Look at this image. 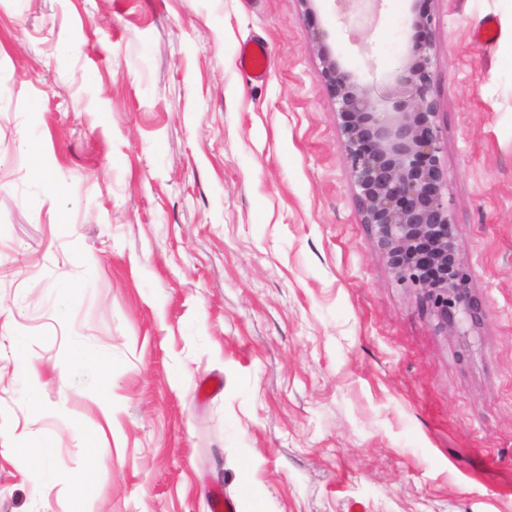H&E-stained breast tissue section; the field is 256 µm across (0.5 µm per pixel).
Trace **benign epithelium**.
<instances>
[{"instance_id": "7a95c632", "label": "benign epithelium", "mask_w": 512, "mask_h": 512, "mask_svg": "<svg viewBox=\"0 0 512 512\" xmlns=\"http://www.w3.org/2000/svg\"><path fill=\"white\" fill-rule=\"evenodd\" d=\"M334 0L344 19L361 20L370 2ZM433 17L410 20L407 53L385 94L344 69L320 25L312 37L322 60V80L336 105L341 149L361 207L388 272L427 296L451 336H463L481 309L471 272L457 244L444 189L439 102L432 94ZM392 103L387 108L386 103Z\"/></svg>"}]
</instances>
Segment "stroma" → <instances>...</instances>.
<instances>
[{"label": "stroma", "mask_w": 512, "mask_h": 512, "mask_svg": "<svg viewBox=\"0 0 512 512\" xmlns=\"http://www.w3.org/2000/svg\"><path fill=\"white\" fill-rule=\"evenodd\" d=\"M416 8L482 307L464 336L362 224L311 38L384 88ZM315 10L0 0V512H512V0ZM267 47L263 42H256L249 51L244 48L241 53L242 67L247 71L250 81L263 84L268 76ZM32 454L39 457L43 463V475L57 483L67 484L76 480V475L64 471L54 465L48 448H28Z\"/></svg>", "instance_id": "stroma-1"}]
</instances>
